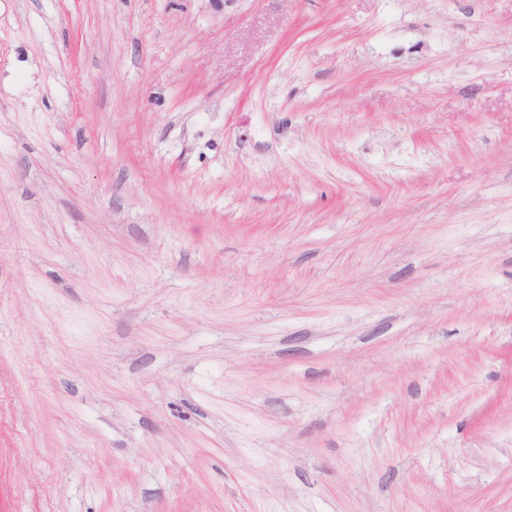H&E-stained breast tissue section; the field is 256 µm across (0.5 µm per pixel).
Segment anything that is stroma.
<instances>
[{
    "mask_svg": "<svg viewBox=\"0 0 512 512\" xmlns=\"http://www.w3.org/2000/svg\"><path fill=\"white\" fill-rule=\"evenodd\" d=\"M0 512H512V0H0Z\"/></svg>",
    "mask_w": 512,
    "mask_h": 512,
    "instance_id": "obj_1",
    "label": "stroma"
}]
</instances>
